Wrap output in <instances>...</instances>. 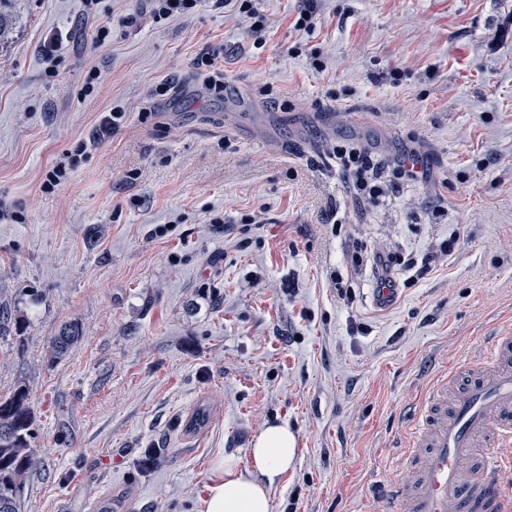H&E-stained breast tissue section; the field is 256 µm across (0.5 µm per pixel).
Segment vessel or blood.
<instances>
[{
  "label": "vessel or blood",
  "mask_w": 512,
  "mask_h": 512,
  "mask_svg": "<svg viewBox=\"0 0 512 512\" xmlns=\"http://www.w3.org/2000/svg\"><path fill=\"white\" fill-rule=\"evenodd\" d=\"M512 337L441 371L408 427L412 481L385 492L389 512H512Z\"/></svg>",
  "instance_id": "vessel-or-blood-1"
}]
</instances>
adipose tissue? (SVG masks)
Wrapping results in <instances>:
<instances>
[{
  "label": "adipose tissue",
  "instance_id": "1",
  "mask_svg": "<svg viewBox=\"0 0 512 512\" xmlns=\"http://www.w3.org/2000/svg\"><path fill=\"white\" fill-rule=\"evenodd\" d=\"M250 466L217 460L207 486L204 512H269L268 490L292 466L295 437L287 426L274 425L256 438L249 450Z\"/></svg>",
  "mask_w": 512,
  "mask_h": 512
}]
</instances>
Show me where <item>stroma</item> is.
I'll use <instances>...</instances> for the list:
<instances>
[{"label": "stroma", "instance_id": "obj_1", "mask_svg": "<svg viewBox=\"0 0 512 512\" xmlns=\"http://www.w3.org/2000/svg\"><path fill=\"white\" fill-rule=\"evenodd\" d=\"M253 5L259 44L240 0L160 22L141 0H103L95 17L80 0H12L0 296L24 320L0 335V395L28 387L39 450L20 512H203L214 461L246 468L276 424L296 458L271 512H377L376 487L411 477L401 446L434 372L512 335V0ZM54 32L51 79L40 45ZM213 51L220 94L196 72ZM352 149L375 163L377 203L345 167ZM406 151L427 180L397 178ZM376 251L403 281L383 309ZM432 251L409 280L406 261ZM68 321L81 338L50 357ZM201 404L208 422L186 430ZM148 448L160 463L145 471Z\"/></svg>", "mask_w": 512, "mask_h": 512}]
</instances>
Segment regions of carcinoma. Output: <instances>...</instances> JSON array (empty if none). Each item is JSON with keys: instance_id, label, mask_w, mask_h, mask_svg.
Listing matches in <instances>:
<instances>
[{"instance_id": "1", "label": "carcinoma", "mask_w": 512, "mask_h": 512, "mask_svg": "<svg viewBox=\"0 0 512 512\" xmlns=\"http://www.w3.org/2000/svg\"><path fill=\"white\" fill-rule=\"evenodd\" d=\"M80 338L78 324L64 323L48 342L54 358L64 356ZM34 413L28 392L19 385L7 396H0V512H20L30 475L38 462L31 428Z\"/></svg>"}]
</instances>
